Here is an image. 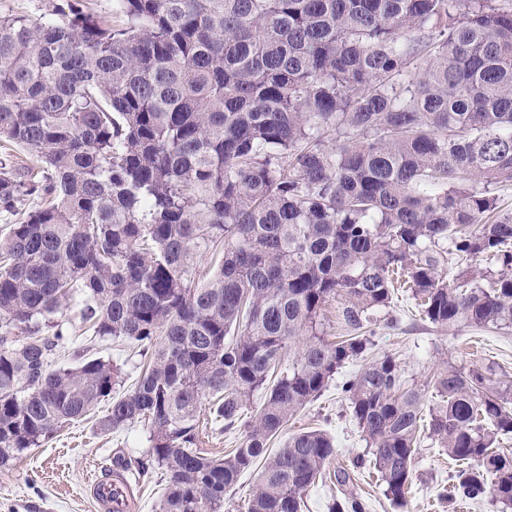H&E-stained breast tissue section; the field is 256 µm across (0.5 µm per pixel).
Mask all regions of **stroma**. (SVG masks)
Listing matches in <instances>:
<instances>
[{
    "mask_svg": "<svg viewBox=\"0 0 512 512\" xmlns=\"http://www.w3.org/2000/svg\"><path fill=\"white\" fill-rule=\"evenodd\" d=\"M76 2L83 11L112 15L116 0H0V15H23L34 22L51 19L55 6ZM394 326H380L376 350L394 355L408 377L427 383L447 363L481 369L497 365L512 377V332H475L461 327L438 329L425 322L413 300L398 293L392 303ZM345 365L322 395L300 410L288 423L287 433L311 429L328 431L336 442L335 465L353 470L351 493L368 505L367 512H460L438 501L440 488L449 486L460 465L430 443H422L413 460V488L404 508L385 497L372 467L353 469L352 462L366 452V443L350 417L340 382L358 370ZM107 404L73 422L42 447L20 454L0 468V512H99L91 494L88 475H104L115 458L141 455L147 449L149 426L134 422L105 431L100 426Z\"/></svg>",
    "mask_w": 512,
    "mask_h": 512,
    "instance_id": "1",
    "label": "stroma"
}]
</instances>
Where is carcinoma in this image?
I'll use <instances>...</instances> for the list:
<instances>
[{"label":"carcinoma","mask_w":512,"mask_h":512,"mask_svg":"<svg viewBox=\"0 0 512 512\" xmlns=\"http://www.w3.org/2000/svg\"><path fill=\"white\" fill-rule=\"evenodd\" d=\"M117 2L120 24L0 16V139L28 154L0 162V215L17 217L0 237V321L17 330L0 336V466L123 382L78 351L51 368L66 304L138 347L101 426L149 420L146 455L121 467L162 471L159 512H224L251 469L244 512H303L335 441L269 443L364 357L341 385L367 448L353 467L404 506L426 429L466 464L454 495L512 509V380L450 363L428 406L373 340L399 283L441 329H512V0ZM203 404L244 431L222 458L197 451ZM255 473H256V471L252 470V471L244 473L240 477L237 485L227 496V500H229L231 504H235L236 509H233L234 507H229V505L226 503L224 510H225V508L226 509L229 508L230 510H232L229 512H243V511H236L238 509L237 505L242 504V502L245 499H247L249 497V494L252 492V488L254 485Z\"/></svg>","instance_id":"obj_1"}]
</instances>
